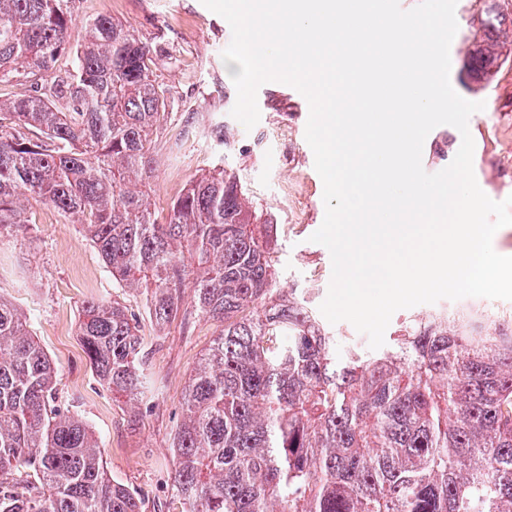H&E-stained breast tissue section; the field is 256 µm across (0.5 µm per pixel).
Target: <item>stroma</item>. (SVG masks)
Masks as SVG:
<instances>
[{
    "label": "stroma",
    "mask_w": 512,
    "mask_h": 512,
    "mask_svg": "<svg viewBox=\"0 0 512 512\" xmlns=\"http://www.w3.org/2000/svg\"><path fill=\"white\" fill-rule=\"evenodd\" d=\"M71 8L77 25L107 16L152 49V76L168 110L155 134V174L144 186L157 221L165 222L193 176L222 169L233 173L256 213L272 224L278 288L298 289L319 308L332 261L325 246L310 240L324 220L325 205L323 181L305 139L309 105L304 96L268 82L257 93L259 122L248 130L233 118L237 92L222 58L232 30L201 0H72ZM482 9L481 0H458L450 82L464 99L485 104L469 119L473 169L480 189L501 201L512 195V44L480 89L470 90L459 80L467 37L477 29ZM460 145L456 128H434L423 145L424 170L447 167ZM0 296L27 316L58 370L60 404L87 423L112 479L144 495L145 512H173L170 438L181 421L189 375L215 325L194 318L158 330L143 297L113 277L80 225L36 200L28 202L20 223L0 228ZM91 299L119 303L138 319L149 366L148 391L136 407L113 398L86 363L78 322L83 302Z\"/></svg>",
    "instance_id": "stroma-1"
}]
</instances>
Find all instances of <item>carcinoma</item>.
<instances>
[{"label": "carcinoma", "instance_id": "1", "mask_svg": "<svg viewBox=\"0 0 512 512\" xmlns=\"http://www.w3.org/2000/svg\"><path fill=\"white\" fill-rule=\"evenodd\" d=\"M70 3L0 0V82L42 79L0 100V224L31 198L50 204L144 294L155 327L217 323L170 445L178 512H512V315H429L336 360L339 337L275 288V244L235 176L193 177L154 218L141 185L168 112L151 49L106 17L73 44ZM479 31L478 84L506 16ZM66 52L73 70L53 74ZM79 336L93 376L134 405L147 353L133 316L86 301ZM56 383L27 317L0 298V512H143Z\"/></svg>", "mask_w": 512, "mask_h": 512}]
</instances>
